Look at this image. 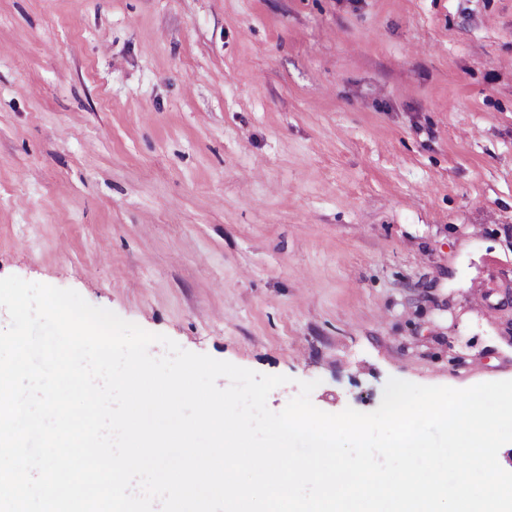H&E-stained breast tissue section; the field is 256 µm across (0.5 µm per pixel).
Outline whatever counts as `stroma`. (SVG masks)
I'll return each instance as SVG.
<instances>
[{"label": "stroma", "instance_id": "35a3bbf8", "mask_svg": "<svg viewBox=\"0 0 512 512\" xmlns=\"http://www.w3.org/2000/svg\"><path fill=\"white\" fill-rule=\"evenodd\" d=\"M328 413L512 380V0H0V278Z\"/></svg>", "mask_w": 512, "mask_h": 512}]
</instances>
